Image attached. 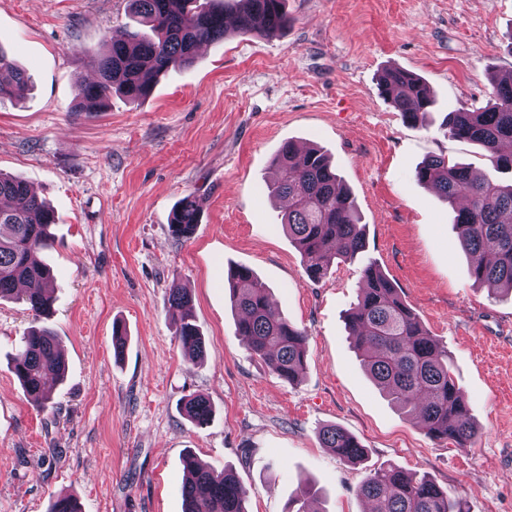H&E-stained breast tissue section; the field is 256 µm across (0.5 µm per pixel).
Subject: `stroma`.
<instances>
[{"label":"stroma","mask_w":512,"mask_h":512,"mask_svg":"<svg viewBox=\"0 0 512 512\" xmlns=\"http://www.w3.org/2000/svg\"><path fill=\"white\" fill-rule=\"evenodd\" d=\"M272 39L239 33L154 82L79 112L81 88L110 38L132 26L128 0H0V48L31 77L0 100V172L52 206L49 326L67 360L48 406L22 390L11 359L34 317L0 300V512H182L181 458L231 469L247 512H288L303 487L314 512H367L366 473L387 462L427 476L468 512H512V297L470 275L454 211L415 178L432 155L488 167L478 145L449 138L445 116L487 106L489 79L512 74V0H286ZM422 77L436 104L405 123L381 94L388 68ZM287 141L321 149L351 191L366 231L355 262L311 282L267 189ZM194 196L191 239L171 212ZM395 285L447 346L478 427L462 450L422 431L363 372L345 331L365 265ZM244 265L307 332L306 368L288 383L236 332L227 273ZM192 297L204 339L189 360L168 311L172 283ZM128 340L115 352L112 326ZM201 393L212 421L181 411ZM335 424L366 449L356 464L323 448Z\"/></svg>","instance_id":"1"}]
</instances>
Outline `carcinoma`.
Wrapping results in <instances>:
<instances>
[{"instance_id": "1", "label": "carcinoma", "mask_w": 512, "mask_h": 512, "mask_svg": "<svg viewBox=\"0 0 512 512\" xmlns=\"http://www.w3.org/2000/svg\"><path fill=\"white\" fill-rule=\"evenodd\" d=\"M286 0H131L138 27L121 39L110 40L95 65L96 76L83 89V112L99 106L117 92L130 101L149 96L154 79L195 63L202 44L219 45L227 35V13L234 30L263 38L278 36L290 21ZM12 80L0 82V98H20L28 85L26 74L15 68L0 50V71ZM382 95L406 122H416L428 111L433 97L416 74L387 69L379 76ZM491 104L482 111L460 109L448 113L445 127L453 139L474 142L487 152L490 170L478 174L443 156H430L416 169L417 180L432 187L456 208L454 224L463 249L471 254L474 282L512 293V183L498 174L512 171V78H490ZM271 194L288 200L282 224L288 237L307 259L306 274L320 282L331 264L353 261L366 248L365 225L351 193L339 182L327 158L316 148L282 145L274 160ZM200 212L190 195L172 211L169 228L179 239L189 238ZM54 211L20 178L0 173V300L24 301L35 318L51 313L48 294L51 269L37 254L52 246ZM357 302L346 315V329L359 352L363 369L391 401L419 416L422 428L458 448H470L477 436L467 404L456 384L448 347L424 329L417 314L397 288L375 266L362 270ZM229 297L238 313L237 332L251 353L271 373L296 382L305 369L307 334L274 306L267 286L248 267L230 273ZM169 310L179 316L177 337L200 359L204 342L193 323L191 296L174 284L169 288ZM64 354L54 331L34 327L23 337L13 358V371L24 392L36 402L48 403L50 380L63 377ZM182 411L202 427L212 419L210 400L202 394L184 399ZM322 447L357 463L364 446L343 428L321 429ZM184 512H247L248 489L230 470L203 465L190 451L182 457ZM371 502V512H466L465 504L431 479L387 463L371 470L359 486Z\"/></svg>"}]
</instances>
